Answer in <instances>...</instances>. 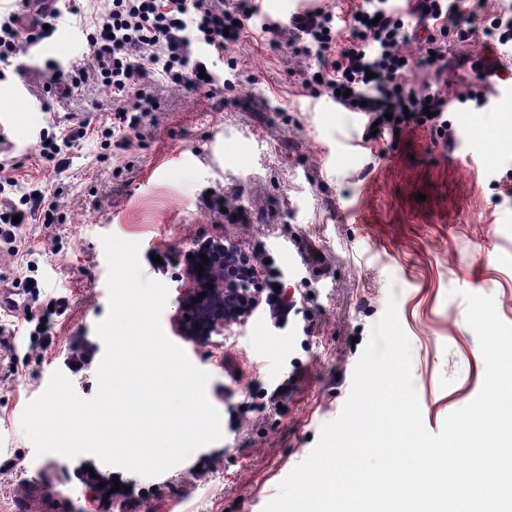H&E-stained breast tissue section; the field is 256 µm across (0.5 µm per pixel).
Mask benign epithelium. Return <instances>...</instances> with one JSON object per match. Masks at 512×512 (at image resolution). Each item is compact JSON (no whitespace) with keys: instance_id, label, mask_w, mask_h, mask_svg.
Wrapping results in <instances>:
<instances>
[{"instance_id":"benign-epithelium-1","label":"benign epithelium","mask_w":512,"mask_h":512,"mask_svg":"<svg viewBox=\"0 0 512 512\" xmlns=\"http://www.w3.org/2000/svg\"><path fill=\"white\" fill-rule=\"evenodd\" d=\"M209 258L204 272H198L199 254H194L190 271L191 286L177 299L178 307L172 324L175 332L192 340H208L221 335L228 323H244L259 301V289L250 257L232 242L216 241L202 249ZM205 294L201 301L194 298Z\"/></svg>"}]
</instances>
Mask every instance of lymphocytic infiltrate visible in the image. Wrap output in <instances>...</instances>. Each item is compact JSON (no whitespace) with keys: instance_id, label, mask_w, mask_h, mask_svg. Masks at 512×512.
I'll return each instance as SVG.
<instances>
[{"instance_id":"obj_1","label":"lymphocytic infiltrate","mask_w":512,"mask_h":512,"mask_svg":"<svg viewBox=\"0 0 512 512\" xmlns=\"http://www.w3.org/2000/svg\"><path fill=\"white\" fill-rule=\"evenodd\" d=\"M465 0H415L399 7L396 0H347L346 10L335 12L316 5L281 22L257 4L217 8L210 0H108L95 12L86 41L92 53L98 81L112 94L115 113L107 128L83 119L77 127L61 129L42 145L41 156L65 168V148L94 136L109 140L137 130L154 110L153 96L142 82L156 74L168 83L190 88L212 87L213 79L201 77L210 61L223 59L229 44L249 34L287 36L294 52L314 58V78L305 82L316 96L326 97L339 110L358 114L365 124L376 125L379 134H394L414 126L437 132L444 146L455 141L449 113L463 106L490 109L485 71L471 60L473 80L466 89L449 93L440 89L417 91L409 77L418 66L406 55L411 22L426 23L428 52L446 61L449 42L463 43L469 30L457 26ZM35 11L34 41L49 38V28L64 15H81L80 5L67 9L33 4L0 5V62L17 55L21 42V11ZM482 34L503 51L512 50V0H494L483 8ZM56 201L33 193L0 213V240L16 243L22 223L35 215L50 217Z\"/></svg>"}]
</instances>
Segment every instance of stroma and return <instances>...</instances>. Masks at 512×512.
I'll return each mask as SVG.
<instances>
[{"label":"stroma","mask_w":512,"mask_h":512,"mask_svg":"<svg viewBox=\"0 0 512 512\" xmlns=\"http://www.w3.org/2000/svg\"><path fill=\"white\" fill-rule=\"evenodd\" d=\"M70 30L67 42L22 46L0 68V161L16 181L0 197L38 189L59 203L53 223L23 225L19 252L0 262V284L31 288L33 297L30 313L0 317V512H52L49 485L70 499V512L90 508L75 478L79 458L36 455L21 417L51 374L65 370L72 339L100 341L105 234L139 243L143 276L166 285L162 329L208 373L222 430L154 477L99 464L104 475L156 486L125 512H263L340 414L392 297L425 429L439 434L446 416L477 396L485 362L464 293L493 297L512 325V199L497 186L512 170L511 103L450 114V149L425 127L366 143L356 114L305 96L306 60L287 45L244 39L230 55L255 84L218 85L207 96L148 77L160 107L129 133L119 161L89 136L58 171L40 155V133L89 114L102 126L112 117V96L95 79L69 93L47 86L51 67L87 61L80 25ZM207 238L270 259L313 317L311 335L303 321L279 328L259 312L209 341L175 335L171 317L190 284L192 246ZM56 299L63 306L54 310ZM39 318L50 343L34 334ZM289 378L282 407L246 408L253 385Z\"/></svg>","instance_id":"1"}]
</instances>
